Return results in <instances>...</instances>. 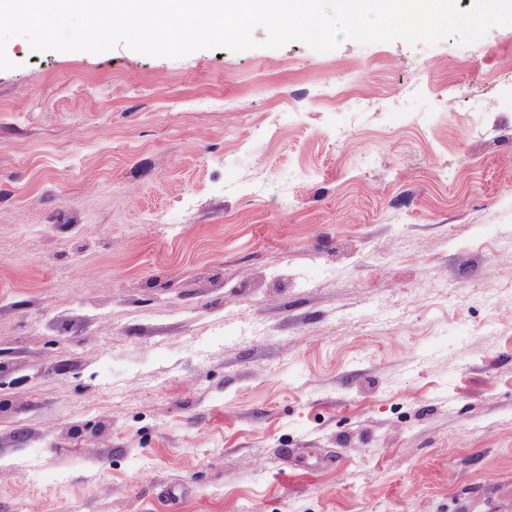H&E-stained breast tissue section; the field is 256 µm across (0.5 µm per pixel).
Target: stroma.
Here are the masks:
<instances>
[{"label":"stroma","instance_id":"1","mask_svg":"<svg viewBox=\"0 0 512 512\" xmlns=\"http://www.w3.org/2000/svg\"><path fill=\"white\" fill-rule=\"evenodd\" d=\"M6 52L0 512H512V25Z\"/></svg>","mask_w":512,"mask_h":512}]
</instances>
